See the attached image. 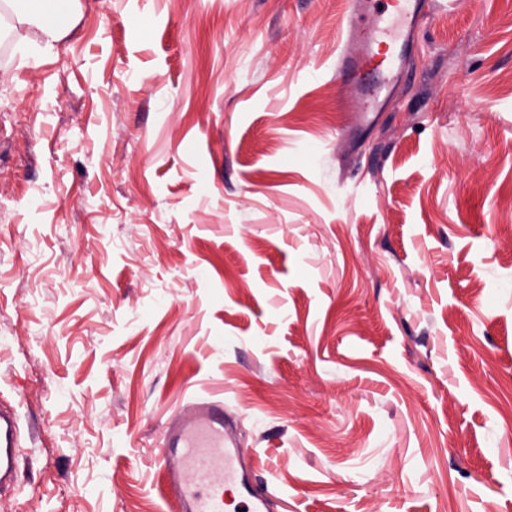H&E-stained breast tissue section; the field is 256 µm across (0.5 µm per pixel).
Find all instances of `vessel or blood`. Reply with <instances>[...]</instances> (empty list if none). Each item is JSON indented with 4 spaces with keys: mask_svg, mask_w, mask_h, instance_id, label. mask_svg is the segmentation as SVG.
Listing matches in <instances>:
<instances>
[{
    "mask_svg": "<svg viewBox=\"0 0 512 512\" xmlns=\"http://www.w3.org/2000/svg\"><path fill=\"white\" fill-rule=\"evenodd\" d=\"M428 0H384L381 18L369 35L352 28L336 61L339 74H363L365 91L395 80L393 64L377 60L376 49L407 43ZM193 413L175 420L161 438L159 480L175 489L177 512H226L235 497L249 501L250 512H266L267 497L239 465L240 450L224 414L223 400L205 397ZM17 420L0 412V479L15 468Z\"/></svg>",
    "mask_w": 512,
    "mask_h": 512,
    "instance_id": "1",
    "label": "vessel or blood"
}]
</instances>
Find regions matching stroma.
Returning a JSON list of instances; mask_svg holds the SVG:
<instances>
[{
  "label": "stroma",
  "mask_w": 512,
  "mask_h": 512,
  "mask_svg": "<svg viewBox=\"0 0 512 512\" xmlns=\"http://www.w3.org/2000/svg\"><path fill=\"white\" fill-rule=\"evenodd\" d=\"M347 0H72L0 36V512H171L223 399L268 512H512V0L375 101ZM2 2H35V14L38 23L48 37L45 51L52 53L55 49V42L67 33L60 23L61 4L60 2L72 1H55V0H39V1H1ZM17 420L12 412H0V482L15 468L18 456Z\"/></svg>",
  "instance_id": "obj_1"
}]
</instances>
